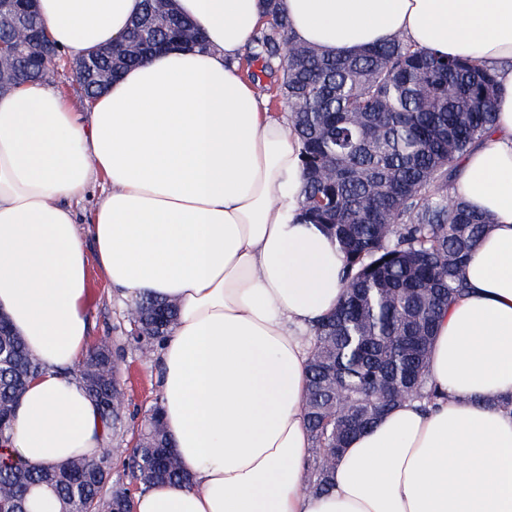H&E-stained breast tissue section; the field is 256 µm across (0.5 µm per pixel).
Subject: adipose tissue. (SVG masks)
Wrapping results in <instances>:
<instances>
[{"mask_svg": "<svg viewBox=\"0 0 512 512\" xmlns=\"http://www.w3.org/2000/svg\"><path fill=\"white\" fill-rule=\"evenodd\" d=\"M207 47L159 52L78 108L45 84L0 96V311L41 360L5 453L33 466L94 458L107 430L74 369L88 345V267L126 299L175 300L160 402L191 485L135 512H512V0H280L295 39L353 54L400 36L496 76L497 122L448 188L488 215L466 290L429 359L441 394L359 434L315 495L301 409L317 319L336 310L343 256L303 223L300 147L262 111L237 60L263 0H174ZM79 61L125 35L142 0H39ZM100 193L90 224L77 211Z\"/></svg>", "mask_w": 512, "mask_h": 512, "instance_id": "ef3b65f1", "label": "adipose tissue"}]
</instances>
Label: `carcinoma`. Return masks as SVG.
I'll list each match as a JSON object with an SVG mask.
<instances>
[{
	"label": "carcinoma",
	"mask_w": 512,
	"mask_h": 512,
	"mask_svg": "<svg viewBox=\"0 0 512 512\" xmlns=\"http://www.w3.org/2000/svg\"><path fill=\"white\" fill-rule=\"evenodd\" d=\"M267 25L248 57L281 73L276 99L289 112L301 146L305 185L300 215L333 234L343 254L344 292L336 311L313 326L304 412L311 438L306 489L330 490L336 449L371 427L406 398H440L428 361L436 322L464 294L463 268L488 229L486 217L448 188L460 159L496 120L494 74L471 61L417 48L401 38L349 55L320 53L296 43L279 0H264ZM165 19L142 37V24ZM128 38L136 49L86 63L114 76L140 64L166 41L204 45L168 0H143ZM4 79L47 81L50 67L30 70V59L3 53ZM134 327L126 342L143 353L161 348L176 325L178 305L145 296L127 304ZM42 370L39 358L0 317V443L10 440L16 404ZM118 357L108 339L92 346L78 369L112 440V453L93 460L75 455L58 466L35 467L22 458L0 462V512H34L32 492L49 493L59 512H133L131 487L188 485L170 449L160 403L150 408L134 446L125 439L128 406L118 379ZM123 468V477L112 478Z\"/></svg>",
	"instance_id": "obj_1"
}]
</instances>
